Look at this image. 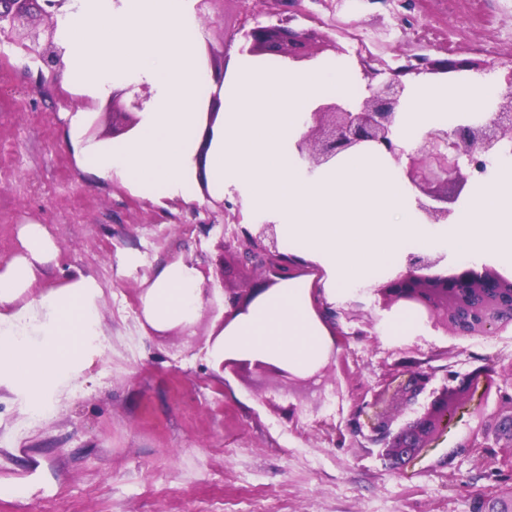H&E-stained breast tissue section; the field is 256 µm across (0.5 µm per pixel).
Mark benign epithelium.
I'll return each mask as SVG.
<instances>
[{
  "instance_id": "1",
  "label": "benign epithelium",
  "mask_w": 512,
  "mask_h": 512,
  "mask_svg": "<svg viewBox=\"0 0 512 512\" xmlns=\"http://www.w3.org/2000/svg\"><path fill=\"white\" fill-rule=\"evenodd\" d=\"M65 3L66 0H0V35L35 54L53 73L62 59L63 49L56 42L52 17ZM309 37L307 32L260 22L243 32L246 53L286 54L296 62L308 59L296 49ZM357 58L367 79V95L354 103L326 98L310 108V126L297 142L299 155L309 168L315 169L352 149L370 147L383 153L402 178L424 195L422 199L416 198L420 214L430 224L444 223L451 210L433 205L435 201H448V195L441 194V189L448 188L450 182L464 184L484 174L506 147L512 148V82L490 118L465 121L451 130L431 129L416 147H404L396 137L398 109L410 89L404 77L423 71L458 73L470 69V65L451 58L430 61L414 57L391 67L369 54L362 55L360 50ZM126 93L125 89H114L109 99L112 116L122 119L121 125H112L114 135L127 133L138 124V113L144 110L149 98L147 93H136L127 102ZM242 246L243 251L237 253L241 265L266 267L272 275L246 293L223 289L221 328L237 314L247 311L258 295L291 276L293 263L284 261L277 249L274 224H260L255 231L244 233ZM406 262V273L373 289L382 309H412L425 323L442 327L454 337H492L512 325V279L496 269L477 264L446 265L443 256L433 253H411ZM337 346L339 343H334L327 363L307 380L321 378L333 368ZM251 367L286 378L290 385L307 381L287 369L258 360L252 363L226 358L220 363L223 372L238 373ZM498 374L502 376V384L497 386L498 407L489 413L484 407V396ZM401 376L403 379L396 389H386L373 395V401L358 406L353 412L351 430L361 432L358 417L365 408L382 406L375 413L367 440L382 446V456L403 465L422 457L425 449L435 447L436 442L466 417L470 432L457 448L477 452L490 463L488 477L495 485L488 492L487 500L498 502L496 494L502 490L512 493V361L499 371L479 367L462 378L450 371L443 383L432 389L428 388L435 379L431 371L406 369ZM390 404L411 409L410 418L396 432L392 430L396 414L388 409Z\"/></svg>"
}]
</instances>
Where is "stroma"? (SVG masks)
I'll return each instance as SVG.
<instances>
[{
	"label": "stroma",
	"instance_id": "stroma-1",
	"mask_svg": "<svg viewBox=\"0 0 512 512\" xmlns=\"http://www.w3.org/2000/svg\"><path fill=\"white\" fill-rule=\"evenodd\" d=\"M257 21L311 32L299 71L360 74L364 47L394 66L414 55L463 60L464 79L512 88V0H210L198 18L209 61L232 65L243 27ZM83 107L62 78L40 85L36 63L0 45V265L22 253L24 225H43L56 252L32 294L93 276L104 340L81 382L55 385L41 420L25 394L0 387V512H475L490 483L487 461L455 448L467 422L404 466L345 428L403 362L440 376L511 360L512 328L454 338L420 323L396 335V312L361 287L336 297L341 361L326 379L288 389L256 371L204 373L217 318L198 314L188 341L179 327L153 330L143 280L180 258L246 287L256 270L224 259L218 243H237L267 215L246 207L242 186L155 204L90 178L62 118ZM290 403L301 409L294 421L280 412Z\"/></svg>",
	"mask_w": 512,
	"mask_h": 512
}]
</instances>
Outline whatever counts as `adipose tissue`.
Here are the masks:
<instances>
[{
	"instance_id": "ef3b65f1",
	"label": "adipose tissue",
	"mask_w": 512,
	"mask_h": 512,
	"mask_svg": "<svg viewBox=\"0 0 512 512\" xmlns=\"http://www.w3.org/2000/svg\"><path fill=\"white\" fill-rule=\"evenodd\" d=\"M54 19L65 49L64 82L76 94L103 99L124 80L153 92L138 125L116 143L87 138L88 113H65L81 171L119 178L153 202L195 200L201 180L215 196L225 185L245 186L250 206L276 221L282 253L323 272L319 281L290 278L261 294L209 348L213 364L234 356L309 367L330 342L313 287L332 295L368 283L374 271L405 273L410 247L443 249L477 263L512 261V156L478 178L449 223L422 224L410 187L376 151L342 155L318 172L296 165L292 147L305 131L307 109L321 98L353 101L361 94L345 71L267 68L240 58L216 84L199 51L193 0H67ZM204 87L220 90L222 110L213 120L200 95ZM495 94L489 83L425 85L404 104L397 135L406 142L451 115L487 111ZM207 131L211 145L200 163L197 143ZM20 239L23 255L0 267V383L26 390L37 408L48 384L79 379L93 364L102 291L94 277L81 274L22 301L56 246L39 224L24 225ZM146 283L148 325L192 324L203 300V274L195 264L171 261Z\"/></svg>"
}]
</instances>
